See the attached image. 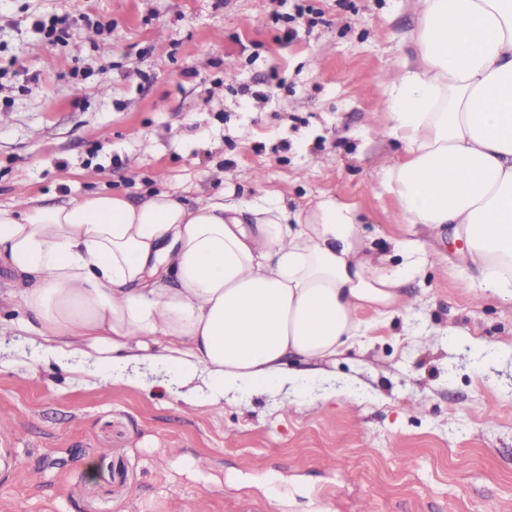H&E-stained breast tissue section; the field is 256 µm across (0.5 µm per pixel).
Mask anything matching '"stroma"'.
<instances>
[{"label": "stroma", "instance_id": "1", "mask_svg": "<svg viewBox=\"0 0 512 512\" xmlns=\"http://www.w3.org/2000/svg\"><path fill=\"white\" fill-rule=\"evenodd\" d=\"M299 5L319 21L286 36ZM418 22L416 0H0L1 207L227 188L297 210L332 193L375 252L431 248L413 312H362L325 402L190 408L148 379L64 371L0 306V512H512V353L449 340L512 346V303L461 288L463 240L402 223L380 187L399 152L380 78Z\"/></svg>", "mask_w": 512, "mask_h": 512}]
</instances>
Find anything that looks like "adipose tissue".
<instances>
[{
	"mask_svg": "<svg viewBox=\"0 0 512 512\" xmlns=\"http://www.w3.org/2000/svg\"><path fill=\"white\" fill-rule=\"evenodd\" d=\"M415 57L391 74L384 137L402 152L382 188L403 223L452 225L466 241L467 289L512 303V0H417ZM353 204L243 206L225 192L187 201L165 189L134 203L97 192L0 207V301L62 369L90 363L202 378L218 403L296 385L288 360L324 362L359 343L361 310L391 318L428 252L393 240L374 256Z\"/></svg>",
	"mask_w": 512,
	"mask_h": 512,
	"instance_id": "1",
	"label": "adipose tissue"
}]
</instances>
